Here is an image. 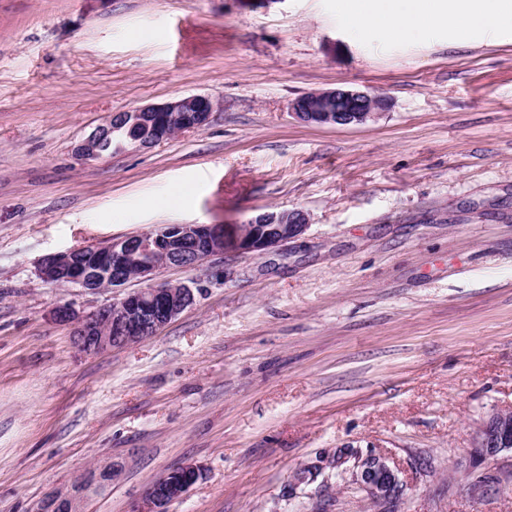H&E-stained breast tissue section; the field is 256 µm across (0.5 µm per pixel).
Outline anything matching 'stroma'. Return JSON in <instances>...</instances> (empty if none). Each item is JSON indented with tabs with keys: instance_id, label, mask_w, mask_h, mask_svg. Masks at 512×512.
<instances>
[{
	"instance_id": "obj_1",
	"label": "stroma",
	"mask_w": 512,
	"mask_h": 512,
	"mask_svg": "<svg viewBox=\"0 0 512 512\" xmlns=\"http://www.w3.org/2000/svg\"><path fill=\"white\" fill-rule=\"evenodd\" d=\"M341 86L389 108L290 114ZM192 94L218 105L203 129L75 159L110 114ZM280 209L310 224L283 250L161 272L200 291L156 336L85 354L53 317L117 295L43 282L47 254ZM510 409L511 23L383 42L338 0H0V512L109 459L86 512L188 462L203 476L168 512H512V456L469 462ZM350 447L396 499L352 484ZM386 97L348 87L305 93L291 101L290 113L306 125L354 127L377 119L388 108ZM351 481L375 502H391L399 491L395 471L379 456L355 452Z\"/></svg>"
}]
</instances>
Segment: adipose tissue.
<instances>
[{
  "mask_svg": "<svg viewBox=\"0 0 512 512\" xmlns=\"http://www.w3.org/2000/svg\"><path fill=\"white\" fill-rule=\"evenodd\" d=\"M342 9L356 31L385 41L411 39L431 27L463 40L512 19V0H344Z\"/></svg>",
  "mask_w": 512,
  "mask_h": 512,
  "instance_id": "obj_1",
  "label": "adipose tissue"
}]
</instances>
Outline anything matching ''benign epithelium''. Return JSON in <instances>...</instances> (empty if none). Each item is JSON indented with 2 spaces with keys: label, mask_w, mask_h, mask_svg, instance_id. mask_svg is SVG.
I'll list each match as a JSON object with an SVG mask.
<instances>
[{
  "label": "benign epithelium",
  "mask_w": 512,
  "mask_h": 512,
  "mask_svg": "<svg viewBox=\"0 0 512 512\" xmlns=\"http://www.w3.org/2000/svg\"><path fill=\"white\" fill-rule=\"evenodd\" d=\"M386 97L348 87L305 93L291 101V115L306 125L347 128L377 119L388 108ZM216 104L205 95H190L123 112V122L113 116L92 129L73 148L79 160L112 156V135L123 129L146 126L148 139L127 145L150 148L169 139L171 131L198 130L208 125ZM308 217L301 210L259 214L243 224H162L143 233L109 242L85 245L49 254L38 264L46 283L85 290H118L131 280L147 287L122 295L113 303L85 316L63 305L55 311L58 321L74 326L75 344L86 353L124 347L156 335L195 302V287L186 283L159 282L167 267L195 268L218 255H265L304 235ZM512 451V411H497L480 426L469 450L474 461ZM351 481L375 502H390L399 491L395 471L379 456L352 455ZM176 481L164 475L152 483L130 512H166L201 478L194 463L180 467Z\"/></svg>",
  "instance_id": "benign-epithelium-1"
}]
</instances>
